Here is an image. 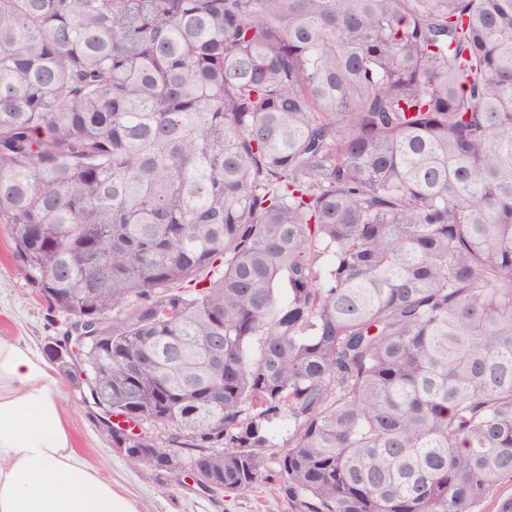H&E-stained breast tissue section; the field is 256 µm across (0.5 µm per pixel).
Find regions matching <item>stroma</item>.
Returning a JSON list of instances; mask_svg holds the SVG:
<instances>
[{"label": "stroma", "mask_w": 512, "mask_h": 512, "mask_svg": "<svg viewBox=\"0 0 512 512\" xmlns=\"http://www.w3.org/2000/svg\"><path fill=\"white\" fill-rule=\"evenodd\" d=\"M70 326V315L51 307L27 281L7 228L0 224V336L22 338L39 352ZM64 402L74 446L91 465L103 469L113 489L128 497L136 512H296L279 492L272 472L248 491L222 498L198 492L187 471L174 476L130 466L99 427L97 410L85 403L82 389L65 384Z\"/></svg>", "instance_id": "35a3bbf8"}]
</instances>
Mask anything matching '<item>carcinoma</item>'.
I'll use <instances>...</instances> for the list:
<instances>
[{
  "mask_svg": "<svg viewBox=\"0 0 512 512\" xmlns=\"http://www.w3.org/2000/svg\"><path fill=\"white\" fill-rule=\"evenodd\" d=\"M0 224L131 466L298 512L512 478V0H0Z\"/></svg>",
  "mask_w": 512,
  "mask_h": 512,
  "instance_id": "obj_1",
  "label": "carcinoma"
}]
</instances>
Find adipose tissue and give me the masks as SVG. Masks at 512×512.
<instances>
[{
  "mask_svg": "<svg viewBox=\"0 0 512 512\" xmlns=\"http://www.w3.org/2000/svg\"><path fill=\"white\" fill-rule=\"evenodd\" d=\"M0 512H136L74 448L60 377L27 344L2 336Z\"/></svg>",
  "mask_w": 512,
  "mask_h": 512,
  "instance_id": "1",
  "label": "adipose tissue"
}]
</instances>
